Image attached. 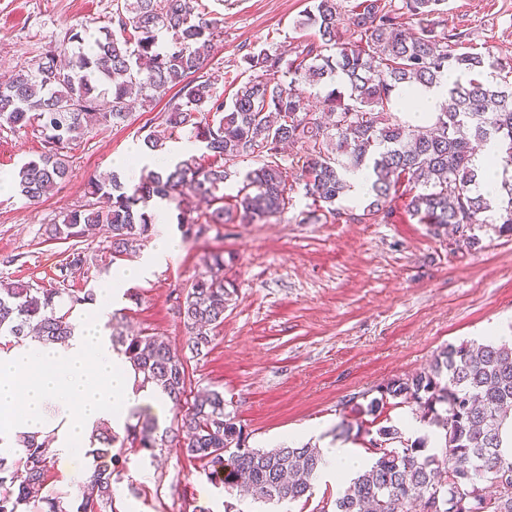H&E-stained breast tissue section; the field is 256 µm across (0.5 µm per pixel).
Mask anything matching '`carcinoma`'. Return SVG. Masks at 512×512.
<instances>
[{"label": "carcinoma", "mask_w": 512, "mask_h": 512, "mask_svg": "<svg viewBox=\"0 0 512 512\" xmlns=\"http://www.w3.org/2000/svg\"><path fill=\"white\" fill-rule=\"evenodd\" d=\"M442 0H312L295 28L308 33L303 49L290 58L273 48H250L239 67L249 73L231 99L224 98L221 68H207L221 20L209 16L201 0H112L110 26L86 39L83 26L70 27L62 43L49 47L29 70L0 85V130L39 128L43 151L13 173L19 192L37 202L67 181L63 150L93 129L126 120L131 104L153 108L167 98L164 117L145 125L143 144L162 148L187 129L202 154L188 155L162 171L150 170L126 186L116 174L89 183L90 200L49 224L45 234L70 243L57 286L0 278V346L34 332L46 344L73 335L70 307L92 293L70 287L75 275L96 264L84 245L93 230L107 232L105 248L117 259L148 242L153 198L181 208L187 198L198 214L184 233L199 236L211 225L267 223L288 208L302 188L323 204L325 220L388 222L397 197L421 224L451 228L455 244L473 247V226L489 224L512 235V65L490 49L457 52L468 33L436 31ZM454 81H448L449 75ZM305 83L323 92L320 106L296 92ZM448 84V103L430 127L413 123L397 106L396 94ZM496 142L505 176L495 194L477 190L480 169L475 145ZM298 151L286 159L284 146ZM244 160L255 166L242 175L233 202L221 193L230 169ZM365 170L371 201L356 212L341 200L352 191L349 174ZM231 292L224 279V253L212 254L205 270L177 298L185 328L182 349L144 330L127 333L110 324L113 347L167 396L175 413L172 429H160L149 409L131 414L136 422L124 437L101 425L100 447L92 453L91 491L73 500L47 490L53 467L45 442L20 440L24 453L0 457V512H115L113 483L126 461L116 443L154 459L167 448L201 464L208 478L224 472L227 490L242 488L267 504L311 498L323 462L310 443L272 449L249 445V434L225 412L224 393H192V359L204 355L213 332L224 323ZM362 394L366 404L351 411L378 419L390 407L411 406L419 419L444 431L438 454L427 455V438L410 439L400 427L381 425L369 439L370 464L342 493L322 499L318 512H512V456L502 450V427L512 419V344H450L425 370L391 379Z\"/></svg>", "instance_id": "1"}]
</instances>
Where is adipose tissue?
<instances>
[{"mask_svg":"<svg viewBox=\"0 0 512 512\" xmlns=\"http://www.w3.org/2000/svg\"><path fill=\"white\" fill-rule=\"evenodd\" d=\"M180 243L172 235L158 236L136 264L110 269L91 308L72 314L73 336L65 344L48 346L27 338L0 349V456L21 453L24 434L53 436L55 457L69 465L68 480L81 488L88 453L99 423L124 427L132 410L151 403L165 410L166 401L138 377L107 330L112 299L125 285L142 280L156 268L176 260ZM320 473L348 483L366 464L365 456L349 444L323 449Z\"/></svg>","mask_w":512,"mask_h":512,"instance_id":"ef3b65f1","label":"adipose tissue"}]
</instances>
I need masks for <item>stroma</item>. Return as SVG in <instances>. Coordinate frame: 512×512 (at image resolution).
Returning <instances> with one entry per match:
<instances>
[{
  "label": "stroma",
  "instance_id": "1",
  "mask_svg": "<svg viewBox=\"0 0 512 512\" xmlns=\"http://www.w3.org/2000/svg\"><path fill=\"white\" fill-rule=\"evenodd\" d=\"M223 21L211 66H229L246 47H275L299 38L293 24L309 0H204ZM112 0H0V79L28 69L68 28L106 26ZM439 21L464 30L475 47H492L512 62V0H445ZM159 109L134 108L127 122L98 127L70 144L71 174L39 204L0 198V276L51 284L67 243L48 239L46 225L87 200L88 182L116 169L141 144ZM42 150L40 132L0 131V173ZM392 223L314 220L310 202L292 203L267 223L211 227L184 237L176 209L154 224L181 240L174 263L130 284L120 310L129 328L145 329L181 348L176 298L203 269L205 256L224 252L234 285L211 350L191 363L197 388L223 391L226 410L271 448L289 431L319 428L314 443L333 438L340 423L357 427L346 403L396 377L427 368L451 344L488 329L512 336V235L476 229L477 244L457 247L447 232L421 224L395 201ZM116 512H267L266 504L208 481L200 465L166 449L157 459L126 454Z\"/></svg>",
  "mask_w": 512,
  "mask_h": 512
}]
</instances>
